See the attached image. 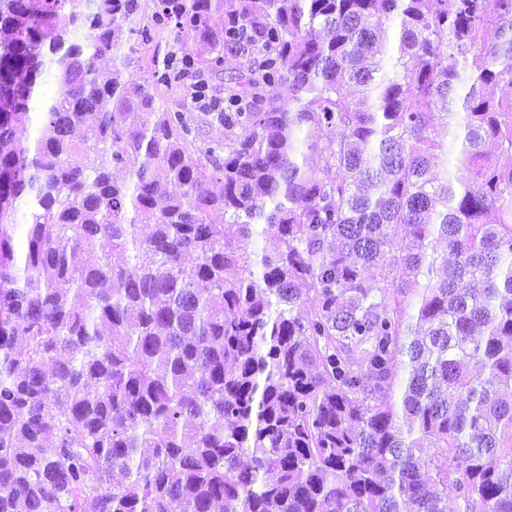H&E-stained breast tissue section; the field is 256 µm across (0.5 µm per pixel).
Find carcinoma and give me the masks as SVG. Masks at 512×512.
Instances as JSON below:
<instances>
[{
  "instance_id": "obj_1",
  "label": "carcinoma",
  "mask_w": 512,
  "mask_h": 512,
  "mask_svg": "<svg viewBox=\"0 0 512 512\" xmlns=\"http://www.w3.org/2000/svg\"><path fill=\"white\" fill-rule=\"evenodd\" d=\"M151 2L0 0V512H512V0ZM172 38L173 34L171 33L170 28L164 29L154 35V41L147 45L146 50L141 49V55H135L136 58L137 56H141L140 59H135L134 62L124 70L126 78L132 79L136 82H142L144 79L149 77L151 73L150 57L153 54L156 43L158 42L161 44L160 57L162 58L163 54L167 50L168 43H172ZM161 97L164 108H167L171 112H193V115H200V111L198 109H195L193 107H188L187 109L183 108L184 104H186V102H189L190 99H186L182 87L173 85L169 88H162Z\"/></svg>"
}]
</instances>
